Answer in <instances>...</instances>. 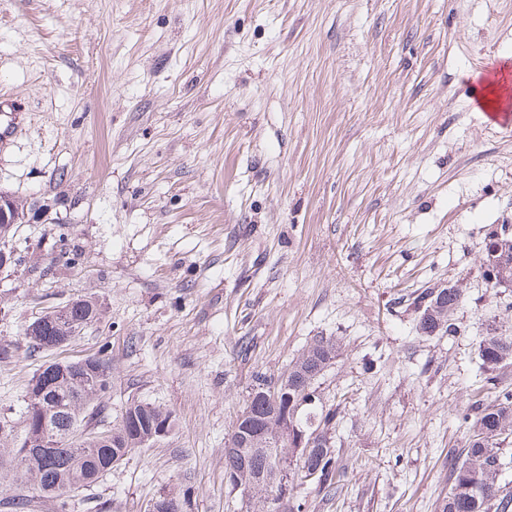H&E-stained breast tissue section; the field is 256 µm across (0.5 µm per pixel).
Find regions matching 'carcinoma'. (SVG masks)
Returning <instances> with one entry per match:
<instances>
[{
  "label": "carcinoma",
  "mask_w": 512,
  "mask_h": 512,
  "mask_svg": "<svg viewBox=\"0 0 512 512\" xmlns=\"http://www.w3.org/2000/svg\"><path fill=\"white\" fill-rule=\"evenodd\" d=\"M481 277L495 275L496 281L490 288L512 286V225L502 224L500 229L486 233L482 242L480 265ZM464 298L458 294H445L442 288H426L413 299L418 310L417 330L425 336L457 333L454 315L463 307ZM91 300L72 301L70 322L76 326L85 324L89 317ZM29 347L38 351L52 349V337L36 333L33 325L24 330ZM480 370L488 384L496 385L502 363L512 358V336L498 331V328L485 327L478 347ZM80 371H69L53 390L41 395L34 390V380H29L24 394V412L20 416V430L9 427L11 439L0 438V468L4 458L27 461L21 472H11L10 487L13 493L3 497L0 506L9 512H32L36 494L57 500L60 512H67L72 488L84 490L93 486L99 478L112 470V458L132 451V447L111 448L96 439H86L77 445L62 444L47 448L37 456L26 454V443L39 439L36 420H27V414L46 402H51L50 413L45 416L46 427L50 432L64 438L72 429L81 426H94L103 432L112 429L106 421L104 407L98 400L91 402L79 394L75 376ZM274 382L264 374L255 377L248 394L252 416L249 430L257 432L266 425V409L261 397L262 387ZM135 412L148 423L163 422L173 428L174 419L170 412L141 402H132L125 412ZM336 411L325 412L311 409L298 417V422L306 429L321 430L324 436H331ZM464 419L469 421V435L461 451L448 458V496L440 506V512H512V492L501 486L496 462L504 460L503 448L512 443V432L503 436L499 430L500 421L512 422V390L495 391L494 400L485 404L475 401L466 409ZM310 463L319 469V474L311 481L293 461L285 462L288 473L290 494L281 512H301L302 504L297 502L296 493L307 486L328 496L338 487L344 477L336 448H321L310 457ZM230 491H239L247 497V512H268L266 500L274 489L265 485H251L244 479L240 484L229 485Z\"/></svg>",
  "instance_id": "carcinoma-1"
}]
</instances>
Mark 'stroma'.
Listing matches in <instances>:
<instances>
[{"label": "stroma", "mask_w": 512, "mask_h": 512, "mask_svg": "<svg viewBox=\"0 0 512 512\" xmlns=\"http://www.w3.org/2000/svg\"><path fill=\"white\" fill-rule=\"evenodd\" d=\"M512 60V0H0V97L20 118L0 191L28 205L0 270V418L48 358L103 355L111 424L143 401L175 427L71 512H245L224 448L256 374L318 336L317 384L346 476L302 512H439L462 412L484 390L485 233L512 224V128L467 94ZM463 284L455 335L410 298ZM101 305L54 353L23 335L76 298Z\"/></svg>", "instance_id": "stroma-1"}]
</instances>
